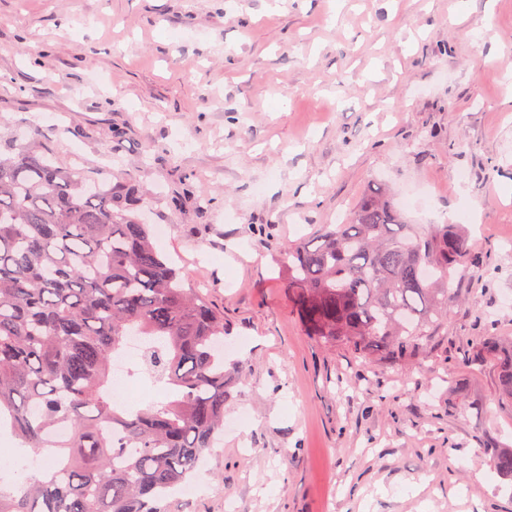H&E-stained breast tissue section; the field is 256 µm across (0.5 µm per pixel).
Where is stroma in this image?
<instances>
[{"label": "stroma", "mask_w": 512, "mask_h": 512, "mask_svg": "<svg viewBox=\"0 0 512 512\" xmlns=\"http://www.w3.org/2000/svg\"><path fill=\"white\" fill-rule=\"evenodd\" d=\"M136 184L224 313L238 382L175 512H512V403L466 355L512 337V0H0V135ZM387 186L484 262L443 336L361 369L307 336L289 244Z\"/></svg>", "instance_id": "stroma-1"}]
</instances>
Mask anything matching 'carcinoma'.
Wrapping results in <instances>:
<instances>
[{"label":"carcinoma","mask_w":512,"mask_h":512,"mask_svg":"<svg viewBox=\"0 0 512 512\" xmlns=\"http://www.w3.org/2000/svg\"><path fill=\"white\" fill-rule=\"evenodd\" d=\"M0 156V415L21 445L50 452L0 512H171L224 428V314L160 253L134 201L62 167L35 141ZM482 262L458 229L406 223L383 187L339 224L285 251L284 284L307 335L368 367L424 353ZM152 340L132 374L163 400L119 410L108 374L127 336ZM512 402V342L485 336ZM65 426L68 441H53Z\"/></svg>","instance_id":"obj_1"}]
</instances>
